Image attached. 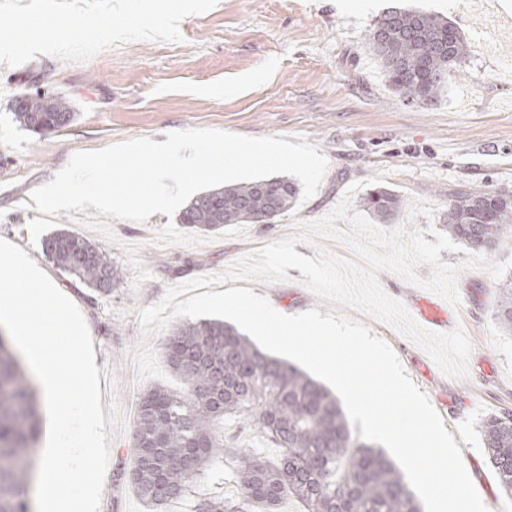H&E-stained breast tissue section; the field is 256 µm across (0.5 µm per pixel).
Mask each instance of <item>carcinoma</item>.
Listing matches in <instances>:
<instances>
[{
	"instance_id": "carcinoma-1",
	"label": "carcinoma",
	"mask_w": 512,
	"mask_h": 512,
	"mask_svg": "<svg viewBox=\"0 0 512 512\" xmlns=\"http://www.w3.org/2000/svg\"><path fill=\"white\" fill-rule=\"evenodd\" d=\"M467 48L447 18L400 8L376 20L367 42L390 86L423 103L440 97ZM74 118L61 95L23 93L13 105L18 126L37 134L59 131ZM298 193L286 176L223 185L194 197L180 223L208 233L226 224H265L288 212ZM363 206L388 223L404 201L379 187L366 194ZM445 228L473 249H493L512 230V194L449 192ZM44 246L56 268L94 292L109 294L118 281L109 253L85 236L62 229ZM495 315L512 335V282L499 288ZM165 362L187 391L156 386L138 399L126 476L147 507L186 498L219 465L237 497L200 500L194 512H272L288 497L305 512H421L400 471L359 438L336 397L297 367L260 351L235 327L217 320L181 325L165 340ZM227 417L236 427L219 430ZM479 428L499 488L511 497L512 412H491ZM247 430L281 449L280 455L270 458L245 444ZM40 435L33 381L0 335V512H30Z\"/></svg>"
}]
</instances>
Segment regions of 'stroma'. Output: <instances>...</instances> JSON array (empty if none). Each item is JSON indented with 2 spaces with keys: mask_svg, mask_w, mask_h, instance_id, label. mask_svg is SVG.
<instances>
[{
  "mask_svg": "<svg viewBox=\"0 0 512 512\" xmlns=\"http://www.w3.org/2000/svg\"><path fill=\"white\" fill-rule=\"evenodd\" d=\"M417 8L448 18L468 44L440 98L425 104L397 94L366 50L377 17L391 7ZM183 43L133 41L83 63L37 55L0 64V238L21 247L83 314L100 370L102 406L118 402L123 427H107L110 444L100 512H150L124 476L135 399L151 380L137 381L134 350L139 313L159 302L168 286L222 271L234 260L325 216L354 182L386 172L385 186L404 202L421 198L433 218L422 231H443L448 193L485 188L512 192V0H218L180 24ZM66 97L76 118L52 134L21 129L12 102L22 93ZM191 128L247 136H301L318 146L329 167L318 192L270 224L246 225L241 237L195 246L156 242L168 222L112 220L104 237L67 212L40 213L30 194L53 180L70 156L126 140H164ZM66 229L105 248L119 270L109 294H98L60 272L43 240ZM288 281H258L252 290L298 314L328 313L288 269ZM498 280L486 270L460 271V307H448V328L462 327L471 345L467 377L439 370L400 329L358 310L344 316L367 325L396 351L462 451L480 498L512 512L484 455L478 421L512 410V336L494 307Z\"/></svg>",
  "mask_w": 512,
  "mask_h": 512,
  "instance_id": "stroma-1",
  "label": "stroma"
}]
</instances>
